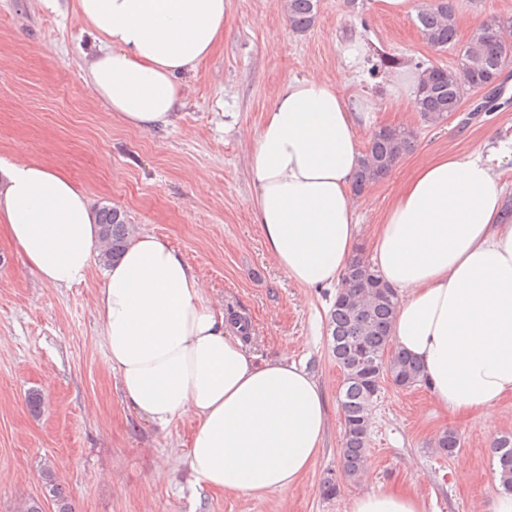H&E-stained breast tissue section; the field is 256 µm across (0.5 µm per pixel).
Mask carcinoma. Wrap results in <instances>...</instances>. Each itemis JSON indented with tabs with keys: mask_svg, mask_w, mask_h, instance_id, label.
Segmentation results:
<instances>
[{
	"mask_svg": "<svg viewBox=\"0 0 512 512\" xmlns=\"http://www.w3.org/2000/svg\"><path fill=\"white\" fill-rule=\"evenodd\" d=\"M319 0H285L288 22L296 34H304L315 24ZM418 29L423 39L437 50L453 48L459 42L454 0H424L418 9ZM512 24L501 21L493 33L480 25L465 45L460 66L448 69L429 65L413 102L423 122L439 125L460 109L465 91H480L498 82L503 69L512 63V43L502 30ZM416 132L406 127L374 131L363 152L355 186L362 192L383 179L415 146ZM100 262L109 266L117 262L133 235L123 212L109 206L98 210ZM346 288L335 297L329 313L331 350L343 370L340 407L344 419L341 448L343 479L353 481L362 475L367 459L372 411L381 396L378 375L384 373L399 389L412 388L423 382V370L410 355L391 349L392 328L398 294L382 283L364 251L353 256L344 276ZM438 452L452 455L460 447L459 435L448 430L435 440ZM501 468L502 486L512 491V438L495 443ZM46 488L56 502L57 512H72L71 504L59 488L49 467L42 471Z\"/></svg>",
	"mask_w": 512,
	"mask_h": 512,
	"instance_id": "carcinoma-1",
	"label": "carcinoma"
}]
</instances>
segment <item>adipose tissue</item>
<instances>
[{"label": "adipose tissue", "mask_w": 512, "mask_h": 512, "mask_svg": "<svg viewBox=\"0 0 512 512\" xmlns=\"http://www.w3.org/2000/svg\"><path fill=\"white\" fill-rule=\"evenodd\" d=\"M101 46L86 81L127 126L153 131L183 104L180 78L215 48L231 0H78ZM349 68L289 80L251 135L253 211L270 255L296 284L341 288L360 238L354 181L356 131L374 104L347 94ZM512 142L418 165L371 237L370 263L399 295L393 344L414 357L435 404L479 414L494 430L512 395V221L502 168ZM0 224L40 279L86 280L99 254L85 192L31 159L10 163L0 184ZM123 397L159 428L194 427L187 464L201 487L226 493L285 492L313 466L328 427L321 388L306 367L259 361L205 297L198 275L168 241L133 236L95 298ZM424 496L373 490L349 512H428Z\"/></svg>", "instance_id": "adipose-tissue-1"}]
</instances>
